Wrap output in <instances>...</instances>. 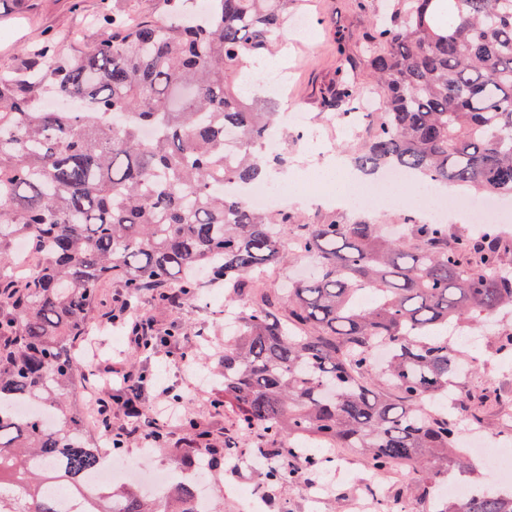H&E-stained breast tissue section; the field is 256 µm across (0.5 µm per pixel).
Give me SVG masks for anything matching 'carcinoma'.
I'll use <instances>...</instances> for the list:
<instances>
[{
    "instance_id": "carcinoma-1",
    "label": "carcinoma",
    "mask_w": 512,
    "mask_h": 512,
    "mask_svg": "<svg viewBox=\"0 0 512 512\" xmlns=\"http://www.w3.org/2000/svg\"><path fill=\"white\" fill-rule=\"evenodd\" d=\"M162 4L140 17L117 3L86 52L48 40L24 69L0 73V404L62 416L49 426L0 408V512H59L55 488L85 512H157L129 483L84 485L116 448L82 429L72 397L90 371L71 348L104 283L133 304L150 291L176 312L205 287L198 268L251 297L224 340V407L280 445L269 449L279 453L271 483L319 470L308 449L333 445L378 473L408 469L428 494L458 448V421L483 422L496 400L484 390L423 412L461 372L448 326L512 307V238L496 224L453 238L446 224H410L408 243L362 216L299 224L252 209L242 190L288 158L262 149L277 113L258 107L243 64L271 53L290 0ZM365 46L382 106L367 115L373 131L353 166L512 194V0H388ZM352 74L339 72L325 110L356 101ZM288 223L317 272L289 283L284 300L257 296L287 257ZM17 239L40 256L27 276L13 271ZM143 321L135 358L176 335ZM193 497L175 483L166 512H194ZM439 512H512V496Z\"/></svg>"
}]
</instances>
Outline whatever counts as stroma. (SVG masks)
<instances>
[{"label":"stroma","mask_w":512,"mask_h":512,"mask_svg":"<svg viewBox=\"0 0 512 512\" xmlns=\"http://www.w3.org/2000/svg\"><path fill=\"white\" fill-rule=\"evenodd\" d=\"M114 0H0V71L19 66L26 52L54 39L70 50L83 51L99 37L98 17L111 12ZM386 0H295L293 14L307 16L311 40L295 39L284 30L282 42L288 52L281 60L288 70V94L279 96L266 80H259L257 95L267 109L281 112L292 108L305 113L313 132L299 135L289 128L281 137V151L288 157L289 170L319 165L332 158L349 161L365 141V127L347 124L338 114L325 112L323 98L334 86L337 74L348 58L359 64L353 77L360 96L373 92L370 71L361 59L362 36L372 21L385 13ZM229 303L223 287L204 289L198 300L189 303L183 313L161 308L155 300L141 299L159 328H187V335L171 338L148 356L132 358L133 345L128 329L110 335L98 334L103 319L90 314L86 337L107 354L113 376L138 371L169 388L180 397L171 420L167 421V442L157 444L151 453H143L140 438L129 439L120 455L143 470H172L176 467L175 447L193 437L189 421L208 427L216 441L232 438L245 448L259 441L257 432L239 429L235 418L220 403L224 399V308ZM491 336L483 335L472 349L478 366L472 373L457 378L462 393L483 387L512 395V364L487 363L486 349ZM210 474L219 484L257 488L267 498L265 512H392L403 504L405 512H431L433 503L421 499L410 485L406 470L388 476L376 475L364 458L347 452L338 479L326 480L317 472L314 482H326V497L312 504L298 486L285 490L270 488L266 469L251 466L248 460L224 457L214 463Z\"/></svg>","instance_id":"obj_1"}]
</instances>
